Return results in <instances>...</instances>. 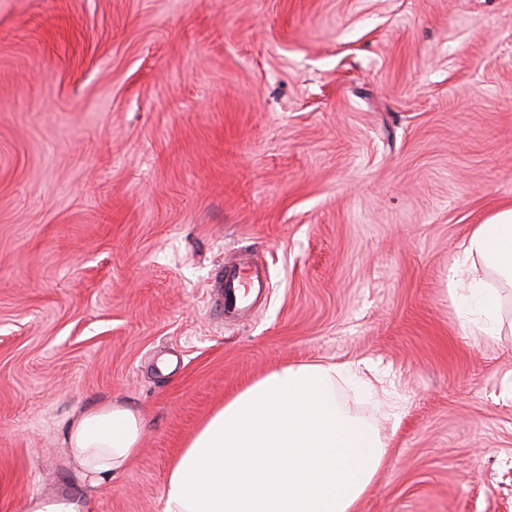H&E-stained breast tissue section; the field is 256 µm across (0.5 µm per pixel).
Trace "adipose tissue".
Listing matches in <instances>:
<instances>
[{"mask_svg":"<svg viewBox=\"0 0 512 512\" xmlns=\"http://www.w3.org/2000/svg\"><path fill=\"white\" fill-rule=\"evenodd\" d=\"M458 316L499 335L512 286V209L475 225L448 274ZM338 367L286 364L256 379L200 424L169 468L163 512H355L386 445L336 395ZM141 413L111 400L82 411L66 431L68 454L91 487L136 458Z\"/></svg>","mask_w":512,"mask_h":512,"instance_id":"obj_1","label":"adipose tissue"}]
</instances>
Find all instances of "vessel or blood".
<instances>
[{
    "label": "vessel or blood",
    "instance_id": "obj_1",
    "mask_svg": "<svg viewBox=\"0 0 512 512\" xmlns=\"http://www.w3.org/2000/svg\"><path fill=\"white\" fill-rule=\"evenodd\" d=\"M258 268L242 252L224 256V277L221 283V299L225 313L244 316L264 289L257 275Z\"/></svg>",
    "mask_w": 512,
    "mask_h": 512
}]
</instances>
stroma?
<instances>
[{
  "label": "stroma",
  "mask_w": 512,
  "mask_h": 512,
  "mask_svg": "<svg viewBox=\"0 0 512 512\" xmlns=\"http://www.w3.org/2000/svg\"><path fill=\"white\" fill-rule=\"evenodd\" d=\"M512 208V0H0V512L81 495L69 422L138 409L96 512H160L224 399L284 364L387 456L357 512H512V334L448 272ZM266 265L225 320V253Z\"/></svg>",
  "instance_id": "obj_1"
}]
</instances>
